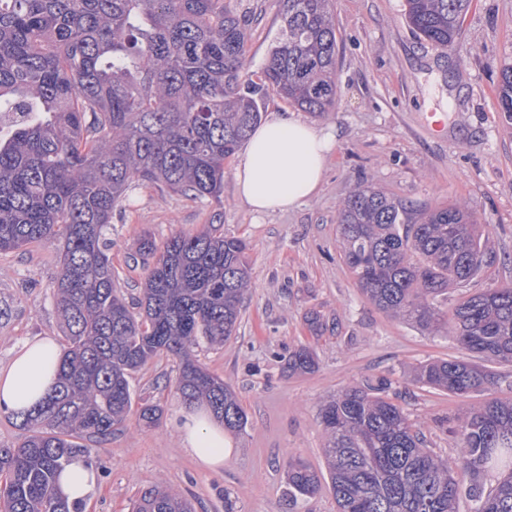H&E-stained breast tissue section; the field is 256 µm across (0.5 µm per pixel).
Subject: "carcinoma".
Here are the masks:
<instances>
[{
    "label": "carcinoma",
    "instance_id": "obj_1",
    "mask_svg": "<svg viewBox=\"0 0 512 512\" xmlns=\"http://www.w3.org/2000/svg\"><path fill=\"white\" fill-rule=\"evenodd\" d=\"M283 25L263 79L249 78L244 16L224 0H0V113L24 118L0 130V252L59 242L54 299L63 344L58 382L19 416L28 432L0 448V512H81L57 488L84 439H104L132 410V374L163 354L179 359L177 390L224 428L243 432L248 416L224 379L200 366L192 348L233 336L250 288L246 243L213 218L163 246L145 233L148 269L139 312L126 304L112 271L107 230L133 183L222 204L224 161L261 122L274 92L314 116L336 105V25L328 0H282ZM470 0H405V15L430 43L453 47ZM498 102L512 120V66ZM341 257L365 297L422 332L444 323L464 350L512 365V284L472 294L444 314L437 298L491 268L460 203L417 211L368 185L336 218ZM316 336L331 329L306 315ZM290 375L318 368L312 349L288 354ZM414 381L466 398L495 376L464 359L420 365ZM379 377L320 407L327 472L288 458V497H314L329 476L337 512H457L462 494L475 512H512V400L462 410L449 433L457 455L426 447L421 426L384 395ZM138 424H159L163 409L139 395ZM487 469L501 470L484 493ZM132 512H194L162 482L142 489Z\"/></svg>",
    "mask_w": 512,
    "mask_h": 512
}]
</instances>
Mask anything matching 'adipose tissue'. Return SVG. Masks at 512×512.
<instances>
[{"label": "adipose tissue", "instance_id": "ef3b65f1", "mask_svg": "<svg viewBox=\"0 0 512 512\" xmlns=\"http://www.w3.org/2000/svg\"><path fill=\"white\" fill-rule=\"evenodd\" d=\"M336 140V131L317 130L295 115L272 116L252 132L234 168L240 196L259 216L298 207L315 196ZM59 354L46 338L19 345L0 368V408L24 413L38 405L56 383ZM177 430L184 448L206 468L223 466L231 454L223 427L206 409L183 412ZM96 489V470L82 457L58 479L60 496L71 504L87 501Z\"/></svg>", "mask_w": 512, "mask_h": 512}]
</instances>
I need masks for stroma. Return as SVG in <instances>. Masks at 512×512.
Instances as JSON below:
<instances>
[{
    "mask_svg": "<svg viewBox=\"0 0 512 512\" xmlns=\"http://www.w3.org/2000/svg\"><path fill=\"white\" fill-rule=\"evenodd\" d=\"M249 21L248 72L260 78L282 25L280 0H226ZM336 22L333 112H300L315 128L340 134L318 193L305 204L255 219L237 192L234 159L224 163L222 204L151 185L130 189L112 216V265L117 287L138 298L147 274L137 241L192 234L221 214L225 235L246 241L251 287L237 330L221 346L200 345L196 359L234 389L248 415L244 433H228L232 453L223 467L202 468L183 448L176 425L185 405L176 389L179 362L159 356L136 372L134 393L154 397L163 416L154 428L136 415L102 441L89 459L100 488L82 512H129L143 488L165 482L189 498L195 512H336L330 488L289 505L285 463L299 457L324 469L321 402L344 388L384 375L418 421L427 445L441 456L457 450L444 420L468 404L512 399V366L489 361V390L458 398L411 383L427 361L464 357L446 331L422 332L377 310L362 295L338 248L336 216L343 199L366 183L434 208L460 202L473 213L482 240L497 255L481 276L449 289L439 302L452 309L468 295L512 283V121L498 104L503 66L512 64V0H472L454 48L420 37L407 23L404 0H331ZM56 245L33 244L0 253V367L15 347L35 338L60 341L53 285L60 273ZM334 319V332L313 335L309 310ZM310 347L317 370L284 371L289 352Z\"/></svg>",
    "mask_w": 512,
    "mask_h": 512,
    "instance_id": "1",
    "label": "stroma"
}]
</instances>
